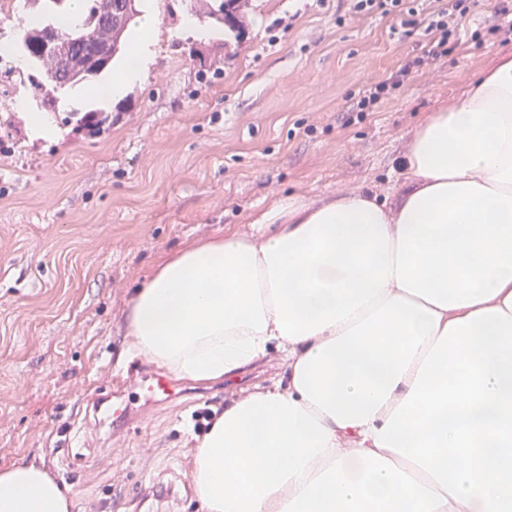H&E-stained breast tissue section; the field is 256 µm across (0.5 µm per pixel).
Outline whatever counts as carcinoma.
I'll use <instances>...</instances> for the list:
<instances>
[{
	"label": "carcinoma",
	"instance_id": "cac0c4a2",
	"mask_svg": "<svg viewBox=\"0 0 512 512\" xmlns=\"http://www.w3.org/2000/svg\"><path fill=\"white\" fill-rule=\"evenodd\" d=\"M60 7L51 15L20 20V46L35 64L38 75H28L26 88L50 112L58 109L62 94L79 84H91L111 69L118 54L126 52V31L138 13L140 0H84L81 20L70 24L61 6L68 0H49ZM187 10L202 18L214 19L225 27L243 33L248 25L246 0H185ZM57 34L67 43L65 52L54 56L41 52L50 35ZM108 117L97 110L87 111L80 119L89 126L88 134L104 130Z\"/></svg>",
	"mask_w": 512,
	"mask_h": 512
}]
</instances>
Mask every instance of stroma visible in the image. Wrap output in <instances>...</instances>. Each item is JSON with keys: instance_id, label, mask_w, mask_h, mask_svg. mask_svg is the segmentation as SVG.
<instances>
[{"instance_id": "35a3bbf8", "label": "stroma", "mask_w": 512, "mask_h": 512, "mask_svg": "<svg viewBox=\"0 0 512 512\" xmlns=\"http://www.w3.org/2000/svg\"><path fill=\"white\" fill-rule=\"evenodd\" d=\"M497 0H470L463 50L350 121L349 97L429 49L425 27L338 0H249L235 35L151 0L155 61L118 98L111 74L62 97L55 138L33 134L24 87L0 77V471L36 466L72 490L71 512H202L184 492L203 440L193 416L282 376L270 354L239 381L189 380L124 439L96 447L83 404L127 366L151 372L129 334L133 286L173 251L247 230L285 196L320 202L368 188L393 198L416 130L512 42L487 32ZM99 109L106 132L68 123ZM71 426L70 436L61 429Z\"/></svg>"}]
</instances>
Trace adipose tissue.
Instances as JSON below:
<instances>
[{"label": "adipose tissue", "instance_id": "1", "mask_svg": "<svg viewBox=\"0 0 512 512\" xmlns=\"http://www.w3.org/2000/svg\"><path fill=\"white\" fill-rule=\"evenodd\" d=\"M153 31L142 14L113 93L152 64ZM398 167L392 201L290 196L134 287L132 346L178 375L230 378L273 349L286 367L204 437L203 512H512V53ZM71 499L34 466L0 472V512Z\"/></svg>", "mask_w": 512, "mask_h": 512}]
</instances>
